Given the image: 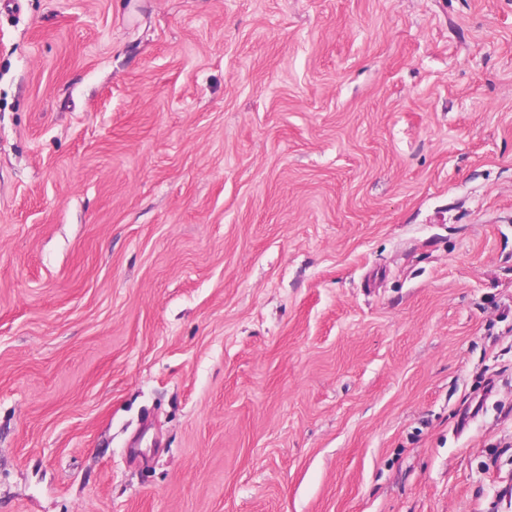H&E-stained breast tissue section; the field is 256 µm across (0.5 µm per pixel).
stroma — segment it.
Returning <instances> with one entry per match:
<instances>
[{
  "mask_svg": "<svg viewBox=\"0 0 512 512\" xmlns=\"http://www.w3.org/2000/svg\"><path fill=\"white\" fill-rule=\"evenodd\" d=\"M0 512H512V0H0Z\"/></svg>",
  "mask_w": 512,
  "mask_h": 512,
  "instance_id": "1",
  "label": "stroma"
}]
</instances>
